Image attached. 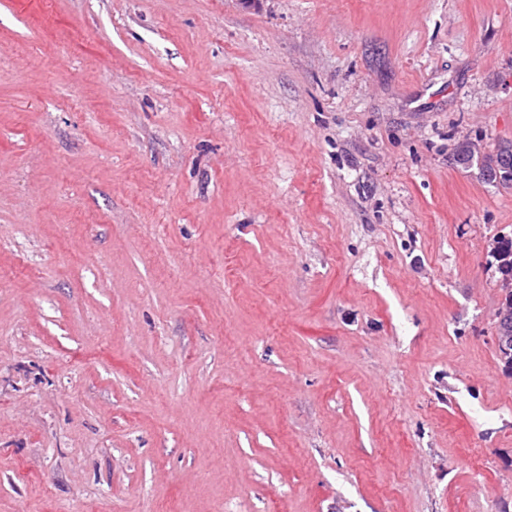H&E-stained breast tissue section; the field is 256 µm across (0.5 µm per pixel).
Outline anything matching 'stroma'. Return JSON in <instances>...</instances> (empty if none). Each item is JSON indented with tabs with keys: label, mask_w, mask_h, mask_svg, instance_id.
Here are the masks:
<instances>
[{
	"label": "stroma",
	"mask_w": 512,
	"mask_h": 512,
	"mask_svg": "<svg viewBox=\"0 0 512 512\" xmlns=\"http://www.w3.org/2000/svg\"><path fill=\"white\" fill-rule=\"evenodd\" d=\"M465 138L512 0H0V512H512Z\"/></svg>",
	"instance_id": "35a3bbf8"
}]
</instances>
